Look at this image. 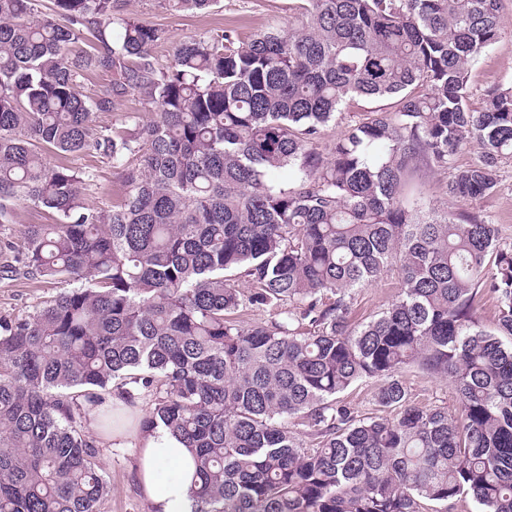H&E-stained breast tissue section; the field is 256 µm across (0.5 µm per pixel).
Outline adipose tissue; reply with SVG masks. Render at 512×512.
Masks as SVG:
<instances>
[{
    "label": "adipose tissue",
    "mask_w": 512,
    "mask_h": 512,
    "mask_svg": "<svg viewBox=\"0 0 512 512\" xmlns=\"http://www.w3.org/2000/svg\"><path fill=\"white\" fill-rule=\"evenodd\" d=\"M129 437L138 448L134 471L151 512H192L195 463L189 450L158 430L122 426L112 430L113 440Z\"/></svg>",
    "instance_id": "adipose-tissue-1"
}]
</instances>
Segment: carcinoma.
<instances>
[{
  "label": "carcinoma",
  "mask_w": 512,
  "mask_h": 512,
  "mask_svg": "<svg viewBox=\"0 0 512 512\" xmlns=\"http://www.w3.org/2000/svg\"><path fill=\"white\" fill-rule=\"evenodd\" d=\"M53 2L50 17L0 0V225L18 202L56 218L28 226L0 278L64 285L0 319V512H100L84 421L112 430V395L150 397L142 426L193 451L192 512H428L463 496L512 512V243L478 213L423 217L404 193L420 161L452 169L453 199L496 190L512 86L473 109L469 78L501 0H302L287 29L196 34L166 66L164 32L118 0ZM90 71L110 75L92 98ZM129 93L153 119L96 129ZM354 97L398 107L320 152ZM472 140L480 160L451 168ZM87 151L124 172L120 203L88 205L96 173L47 161ZM391 269L396 298L352 323L353 291ZM255 307L272 316L244 319ZM415 367L448 380L455 413L411 400ZM367 381L374 416L339 400Z\"/></svg>",
  "instance_id": "carcinoma-1"
}]
</instances>
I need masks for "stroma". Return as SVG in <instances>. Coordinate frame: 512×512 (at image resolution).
Returning a JSON list of instances; mask_svg holds the SVG:
<instances>
[{
    "mask_svg": "<svg viewBox=\"0 0 512 512\" xmlns=\"http://www.w3.org/2000/svg\"><path fill=\"white\" fill-rule=\"evenodd\" d=\"M125 12L161 29L166 38L153 54L160 64H168L176 44L186 37L203 32L219 33L236 30L242 38H249L269 27H288L295 17L297 0H220L211 11L194 14H174L160 5V0H122ZM512 86V0H502V28L498 41L483 52L473 63L470 75V104L480 106L487 89ZM396 101L392 98H356L343 108L335 123L323 131L321 145H329L343 132L348 123L359 120L367 112H392ZM53 164L91 167L97 180L86 192L87 203L109 207L121 201L124 195L123 177L119 169L95 152L77 156L49 155ZM449 171L434 169L417 163L408 175L410 198L452 210L478 212L486 216L499 230L501 241L512 242V159L503 160L499 167L496 192L478 200L452 201L448 198ZM400 281L396 271L385 272L372 285L355 291L351 310L354 322L370 320L396 298ZM61 290L60 284L26 279H0V316L28 313L40 302L50 299ZM413 398L421 405L454 407L455 395L447 381L428 377L418 370L408 374ZM99 456L105 466L110 492L101 512H149L133 472L136 448L113 447L100 441Z\"/></svg>",
    "mask_w": 512,
    "mask_h": 512,
    "instance_id": "1",
    "label": "stroma"
}]
</instances>
